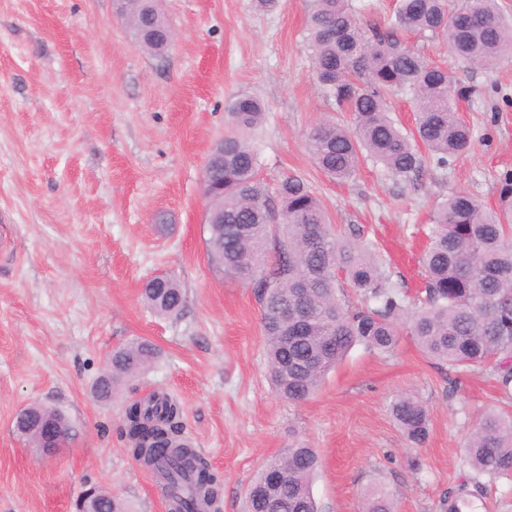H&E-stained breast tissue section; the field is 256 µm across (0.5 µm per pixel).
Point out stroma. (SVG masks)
<instances>
[{
  "instance_id": "stroma-1",
  "label": "stroma",
  "mask_w": 512,
  "mask_h": 512,
  "mask_svg": "<svg viewBox=\"0 0 512 512\" xmlns=\"http://www.w3.org/2000/svg\"><path fill=\"white\" fill-rule=\"evenodd\" d=\"M176 32L163 54L143 51L115 0H0V512H78L92 490L125 512H162L157 479L127 450L122 409L154 390L183 408V435L222 481L218 512H240L256 472L301 441L321 466L319 512H359L383 485L399 512H445L448 489L470 478L463 443L488 408L512 413L485 372L436 363L401 331L394 350L354 347L308 400L277 396L266 375L260 305L252 286L208 261L201 178L227 107L242 95L265 107L250 142L260 176L305 179L334 233L375 242L392 284L423 286L420 256L443 198L466 191L496 204L512 172V56L493 73L439 41L408 45L446 66L459 88L469 150L417 182L365 164L346 182L313 164L305 134L348 121L316 80L305 41L308 0L261 11L254 0H162ZM174 275L183 310L144 304L147 280ZM134 339L160 356L111 401L92 387L112 349ZM417 396L432 424L411 447L389 413ZM31 403L61 411L64 450L39 455L15 432ZM470 512H512V476L484 480Z\"/></svg>"
}]
</instances>
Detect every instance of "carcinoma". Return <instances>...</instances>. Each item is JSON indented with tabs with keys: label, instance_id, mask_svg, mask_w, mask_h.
I'll return each mask as SVG.
<instances>
[{
	"label": "carcinoma",
	"instance_id": "cac0c4a2",
	"mask_svg": "<svg viewBox=\"0 0 512 512\" xmlns=\"http://www.w3.org/2000/svg\"><path fill=\"white\" fill-rule=\"evenodd\" d=\"M121 17L137 43L161 52L168 29L146 0H124ZM307 42L313 70L326 93L351 121H322L306 134L316 168L344 182L364 162L382 165L407 181L418 177L424 157L444 169L464 154L472 130L461 118L458 88L443 67L409 46L401 33L442 40L461 62L491 73L512 55V18L498 0H398L383 28L368 26L349 0H309ZM410 97L416 122L403 131L390 117L387 99ZM233 131L213 152L209 179L216 195L205 240L213 269L256 288L261 304L267 371L276 394L301 402L356 345L388 353L400 329L422 351L453 369L486 372L500 393L512 397V172L503 176L498 205L487 207L467 192L442 202L421 256L424 296L413 301L388 284L371 243L334 235L322 200L306 180L283 177L271 190L258 177L260 160L248 139L264 118L260 100L240 96L228 107ZM159 316L184 303L177 281L156 277L142 289ZM292 336L289 342L284 336ZM157 348L131 341L107 358L112 373L97 384L115 396L120 386L148 370ZM406 440L422 446L429 435L427 408L401 393L390 407ZM180 404L156 391L123 411L129 451L155 470L176 512H205L216 502L220 478L190 444L179 440ZM472 484L448 491L447 512L482 489L479 477L512 474V415L488 411L464 442ZM319 467L316 451L301 443L272 459L251 481L243 512H318L311 491ZM98 512H122L105 491L93 494ZM363 512H396L388 490L372 485Z\"/></svg>",
	"mask_w": 512,
	"mask_h": 512
}]
</instances>
